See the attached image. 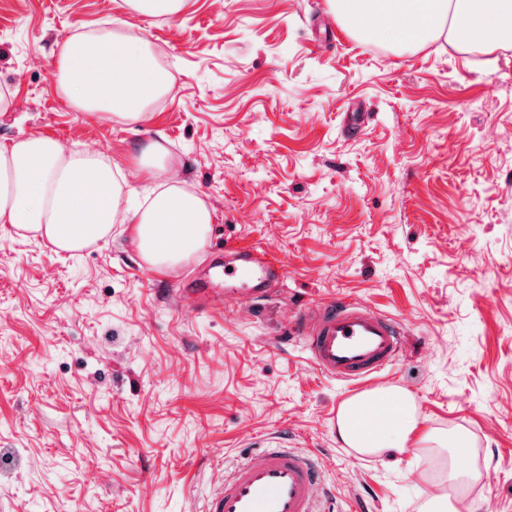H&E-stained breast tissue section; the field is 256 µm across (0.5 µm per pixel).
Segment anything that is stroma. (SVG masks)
Segmentation results:
<instances>
[{
	"label": "stroma",
	"mask_w": 512,
	"mask_h": 512,
	"mask_svg": "<svg viewBox=\"0 0 512 512\" xmlns=\"http://www.w3.org/2000/svg\"><path fill=\"white\" fill-rule=\"evenodd\" d=\"M148 38L173 89L129 125L56 84L81 33ZM0 143L32 134L103 152L135 201L150 141L213 223L199 259L143 265L132 227L79 255L0 227V512H205L256 449L318 458L333 512H512V47L408 52L361 41L328 0H188L178 20L117 0H0ZM359 126L356 135L350 126ZM276 253L268 299L201 306L186 288L225 242ZM348 298L403 331L361 388L317 370L297 312ZM400 387L422 430L461 429L479 493L448 454L357 455L336 416Z\"/></svg>",
	"instance_id": "35a3bbf8"
}]
</instances>
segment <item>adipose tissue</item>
I'll use <instances>...</instances> for the list:
<instances>
[{
    "instance_id": "1",
    "label": "adipose tissue",
    "mask_w": 512,
    "mask_h": 512,
    "mask_svg": "<svg viewBox=\"0 0 512 512\" xmlns=\"http://www.w3.org/2000/svg\"><path fill=\"white\" fill-rule=\"evenodd\" d=\"M329 3L337 19L357 26L361 34H380L402 46L443 39L468 53L479 45L512 43V0ZM57 82L76 108L102 111L134 125L170 89L147 39L113 35L72 37L60 59ZM136 162L155 186L131 211L123 205L128 183L104 154L68 151L39 135L1 143L0 224L73 254L109 237L114 224H130L143 264L156 270L180 267L203 249L213 212L200 194L170 181L168 151L160 142L144 146ZM336 433L344 447L365 456L394 457L419 443L446 449L453 462L470 444L460 430L444 437L421 432L413 396L394 387L346 399L337 414Z\"/></svg>"
}]
</instances>
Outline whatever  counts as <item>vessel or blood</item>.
I'll return each instance as SVG.
<instances>
[{"instance_id": "b4317fda", "label": "vessel or blood", "mask_w": 512, "mask_h": 512, "mask_svg": "<svg viewBox=\"0 0 512 512\" xmlns=\"http://www.w3.org/2000/svg\"><path fill=\"white\" fill-rule=\"evenodd\" d=\"M234 253L233 264L196 283L197 292L240 282L248 286L247 298L264 300L280 261L255 247L238 246ZM295 329L311 361L342 382L357 383L382 372L402 346L396 322L347 300L315 313L302 311ZM321 490L320 470L311 457L292 448H259L225 475L206 512H318Z\"/></svg>"}]
</instances>
